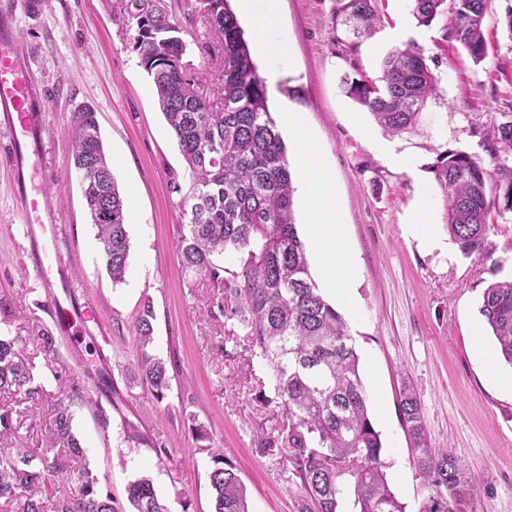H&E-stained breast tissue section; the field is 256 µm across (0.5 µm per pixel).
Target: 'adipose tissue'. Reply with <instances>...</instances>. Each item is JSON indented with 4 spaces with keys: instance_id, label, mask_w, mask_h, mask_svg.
Segmentation results:
<instances>
[{
    "instance_id": "adipose-tissue-1",
    "label": "adipose tissue",
    "mask_w": 512,
    "mask_h": 512,
    "mask_svg": "<svg viewBox=\"0 0 512 512\" xmlns=\"http://www.w3.org/2000/svg\"><path fill=\"white\" fill-rule=\"evenodd\" d=\"M241 8L255 21L256 46L268 59L265 83L268 89H275L280 79L283 49L281 42L270 38L264 18L278 11L279 0H241ZM281 120L294 136L296 164L302 178L310 239L320 270L321 286L330 294L349 299L353 261L344 241L333 176L296 113L282 112Z\"/></svg>"
}]
</instances>
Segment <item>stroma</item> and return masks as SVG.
I'll return each instance as SVG.
<instances>
[{"label":"stroma","mask_w":512,"mask_h":512,"mask_svg":"<svg viewBox=\"0 0 512 512\" xmlns=\"http://www.w3.org/2000/svg\"><path fill=\"white\" fill-rule=\"evenodd\" d=\"M194 0H162L184 20L185 62L204 89L221 79V59L204 54L219 37L201 18L186 21ZM126 0H0L16 50L28 61L44 99V130L25 170V209L11 160L12 133L0 127V332L46 330L57 353L40 382L47 400L1 399L0 410L21 422L11 445L38 450L52 422V405L70 402L73 430L88 467L129 512L126 487L150 477L170 512H214L211 462L188 435L206 426L223 445L246 489L252 512H301V481L286 457L264 451L262 439L280 421L269 369L245 346L224 348L218 291L188 275L177 257L181 218L168 193L170 173L185 165L156 100L153 83L132 49ZM376 24L355 36L337 22L336 0H281L269 34L281 41L273 113H299L317 140L336 182L345 243L355 264L351 302H337L359 356L373 422L383 443L392 492L417 512L425 493L399 414L404 387L422 405L433 447L452 448L469 465L478 494L463 512H512V367L500 359L482 325L483 292L512 278V214L490 213L497 249L491 258L464 256L443 221L440 192L430 171L443 151H462L485 168L489 125L512 121V35L503 18L512 0H493L484 20L487 56L474 63L447 38L450 13L417 26L411 0H375ZM415 46L439 80L414 129L386 133L347 96L344 76L377 78L383 58ZM96 112L112 174L125 198L131 249L124 282L115 284L89 222L71 164L70 118L83 106ZM413 160L394 165L391 155ZM55 219L59 256L36 262L28 226ZM434 227L426 239L420 221ZM69 284L91 307L92 320L60 334L48 314L50 294ZM155 320L151 355L171 377L154 402L138 371L133 326L144 304ZM110 377L97 386L99 374ZM83 400H72V387ZM166 455H157L156 447Z\"/></svg>","instance_id":"obj_1"}]
</instances>
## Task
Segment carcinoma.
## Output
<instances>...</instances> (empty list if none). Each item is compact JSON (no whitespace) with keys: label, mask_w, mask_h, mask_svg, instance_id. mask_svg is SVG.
Here are the masks:
<instances>
[{"label":"carcinoma","mask_w":512,"mask_h":512,"mask_svg":"<svg viewBox=\"0 0 512 512\" xmlns=\"http://www.w3.org/2000/svg\"><path fill=\"white\" fill-rule=\"evenodd\" d=\"M132 49L152 78L158 104L189 173L168 182L183 224L177 252L182 267L222 289L220 314L233 323L228 339H242L270 369L275 399L284 417L264 438L263 448L287 456L305 494L302 512H338L345 488L356 512H405L384 473L383 444L370 416L359 357L342 315L322 295L293 219V188L287 149L268 107V91L257 73L229 0H196L198 15L222 38V80L217 101L204 95L190 64L182 23L158 4L134 0ZM447 0H413L418 26L428 27ZM449 34L473 61L485 58L483 22L493 0H454ZM373 0H336V20L356 35L372 28ZM346 94L365 107L390 134L411 128L438 82L422 51L412 45L391 52L382 76L345 79ZM72 163L91 224L97 229L105 270L124 280L130 251L126 206L115 180L100 177L108 164L95 113L71 116ZM494 163L489 171L464 152L439 155L429 170L442 194L444 224L467 256H491L488 193L498 213H512V121L485 133ZM112 206V220L100 218ZM479 313L512 367V280L495 281L482 295ZM153 310L144 305L134 325L141 351L138 369L160 403L170 389L167 363L147 352L153 342ZM46 356L56 339L46 333L0 335V396L44 395L37 365L23 361L28 342ZM53 426L39 452L0 448V504L15 512H116L112 495L86 468L84 449L73 432L70 405L55 404ZM400 411L412 444L416 470L427 492L419 512H459L476 492L466 461L451 448L431 447L421 402L407 389ZM190 433L203 443L212 467L209 484L215 512H249L244 482L205 426L191 421ZM76 475V497L54 495L60 482ZM28 492L24 500L18 490ZM130 512H169L153 480L141 476L127 488Z\"/></svg>","instance_id":"cac0c4a2"}]
</instances>
